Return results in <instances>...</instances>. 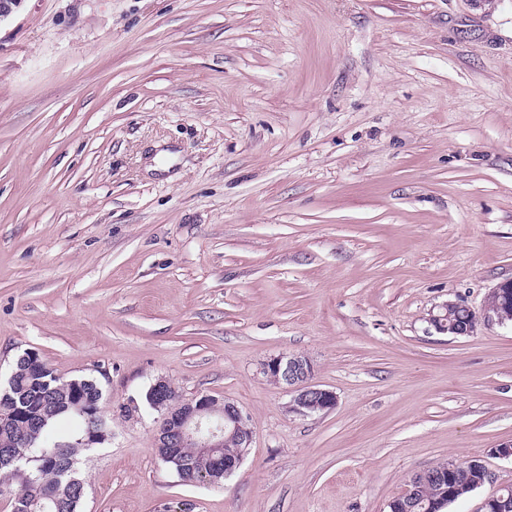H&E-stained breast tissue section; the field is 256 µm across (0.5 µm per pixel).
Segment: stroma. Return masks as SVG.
Returning <instances> with one entry per match:
<instances>
[{
	"instance_id": "obj_1",
	"label": "stroma",
	"mask_w": 512,
	"mask_h": 512,
	"mask_svg": "<svg viewBox=\"0 0 512 512\" xmlns=\"http://www.w3.org/2000/svg\"><path fill=\"white\" fill-rule=\"evenodd\" d=\"M512 0H22L0 20V381L102 387L81 512H388L481 460L512 485ZM302 353L335 409L261 363ZM234 402L221 485L156 455L158 378ZM484 321L496 320L500 324L512 322V280L496 284L487 294ZM456 308H463V322L451 320V313ZM430 324L440 333H448L450 336H471L477 332L480 317L468 306H459L458 303L448 301L441 306L436 313H431L428 318ZM462 463H440L431 469H428L424 472L418 473L421 474L423 479L431 480V481H437V482H444L447 480L448 487H447V497L445 501V507H447L449 504L457 501L458 499L464 497L470 492H460L456 491L454 488L464 483L468 477V473L470 472H464L462 470H458L456 473H453L451 477H448V471H455L456 469L461 468ZM439 509L440 511L443 509Z\"/></svg>"
}]
</instances>
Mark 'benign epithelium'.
I'll return each mask as SVG.
<instances>
[{"label":"benign epithelium","mask_w":512,"mask_h":512,"mask_svg":"<svg viewBox=\"0 0 512 512\" xmlns=\"http://www.w3.org/2000/svg\"><path fill=\"white\" fill-rule=\"evenodd\" d=\"M458 307L452 301L442 304L430 314V324L450 336H472L482 318L500 324L512 322V280L502 281L488 292L483 316L466 306L462 321L458 322L451 319L452 311ZM261 372L294 394L292 409L299 414L328 412L336 407V393L312 382L315 366L304 354L272 356L263 361ZM167 386V380L159 378L149 393V405L162 414L161 425L153 435L154 447L166 449L162 461L180 469L181 449L203 448L221 461L203 482L216 484L220 478L232 475L252 442V431L242 410L211 394H199L189 400L172 399L165 395ZM459 468V463H440L422 472V477L444 482L448 472Z\"/></svg>","instance_id":"benign-epithelium-1"}]
</instances>
